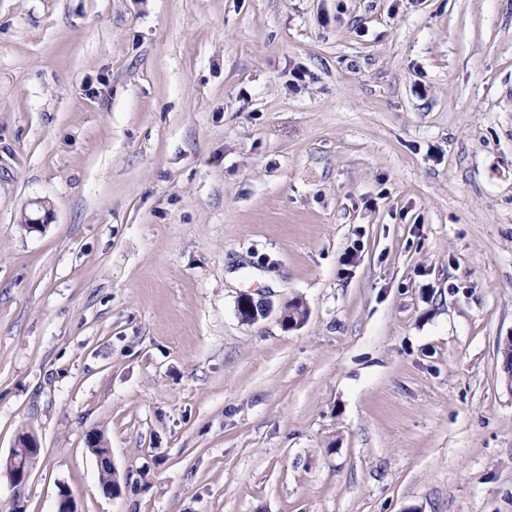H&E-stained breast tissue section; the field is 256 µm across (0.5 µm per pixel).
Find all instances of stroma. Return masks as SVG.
<instances>
[{
	"label": "stroma",
	"instance_id": "1",
	"mask_svg": "<svg viewBox=\"0 0 512 512\" xmlns=\"http://www.w3.org/2000/svg\"><path fill=\"white\" fill-rule=\"evenodd\" d=\"M509 335L512 0H0L26 512H512ZM272 309V303L266 297L255 299L250 294H243L237 302V312L241 320L257 322L268 316Z\"/></svg>",
	"mask_w": 512,
	"mask_h": 512
}]
</instances>
